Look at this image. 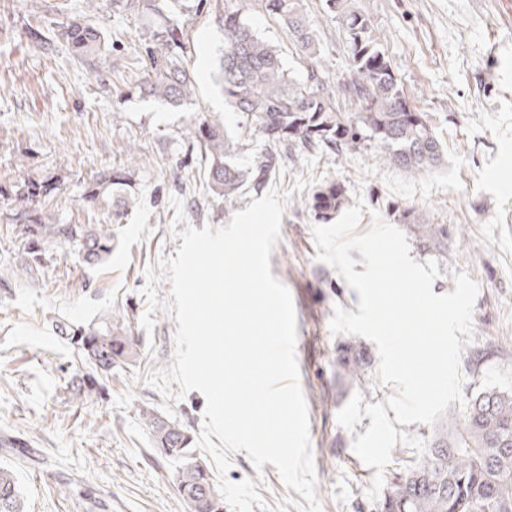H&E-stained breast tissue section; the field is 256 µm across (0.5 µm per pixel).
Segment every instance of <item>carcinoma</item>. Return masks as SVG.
Masks as SVG:
<instances>
[{"label":"carcinoma","instance_id":"1","mask_svg":"<svg viewBox=\"0 0 512 512\" xmlns=\"http://www.w3.org/2000/svg\"><path fill=\"white\" fill-rule=\"evenodd\" d=\"M258 7L282 24L296 54L306 61L299 80L286 69L280 49L262 38L243 18L233 0L216 3L222 10L225 52L219 61L218 82L224 100L250 118L268 142L252 171L236 163L238 142L217 118L199 116L194 123L196 143L204 157L208 185L224 198V208L235 206L245 182L255 192L280 164L278 148L299 153L321 150L331 154L361 150L373 143L374 163L393 166L411 176L426 175L443 164V144L424 112L410 111L400 79L386 56L382 36L353 0H326L347 35L351 75L339 82L320 65V40L303 0H255ZM127 7L151 20L143 39L140 94L179 107L196 95V76L188 66L195 42L166 0H132ZM31 43L48 46L60 41L69 54L90 67L105 55V37L91 19L51 20L47 31L29 33ZM352 111L343 112L338 99ZM15 181L0 180V197L17 200L22 209L16 220L35 257L55 242L72 248L84 263L94 266L115 250L106 224H48L45 203L63 183L58 173L30 171L28 155L14 163ZM129 173L108 170L92 176L83 198L92 207L112 212L119 221L131 205L126 193ZM347 201L345 186L334 180L320 184L302 204L323 223L332 221ZM409 234L423 247L450 256L448 227L421 224L404 210L399 214ZM70 345L95 373L78 377L73 394L83 399L104 390L112 369L133 362L139 341L130 325L109 317L89 326L58 324ZM153 451L162 459L182 461L176 482L187 512H224V500L207 467L190 454L193 438L181 425L145 411ZM23 500L14 470L0 467V512H23ZM380 512H512V393L485 388L472 395L459 412L451 411L437 426L434 437L415 466L392 483L379 505Z\"/></svg>","mask_w":512,"mask_h":512}]
</instances>
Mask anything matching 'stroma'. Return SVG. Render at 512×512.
Instances as JSON below:
<instances>
[{
    "mask_svg": "<svg viewBox=\"0 0 512 512\" xmlns=\"http://www.w3.org/2000/svg\"><path fill=\"white\" fill-rule=\"evenodd\" d=\"M48 0H0V179L14 175V160L29 153L35 173L64 171L58 195L46 207L56 224H108L117 242L112 256L85 265L67 246L47 244L37 268L26 272L27 243L12 216L15 201L0 199V466L14 469L26 512H186L178 491L179 461L154 456L143 411L162 413L164 398L146 381L173 364L175 319L149 310L141 294L146 273L175 256L186 226L215 228L246 209L256 194L243 188L234 209L204 180V163L190 126L192 116L219 117L238 138L236 162L251 169L264 152L263 135L245 114L225 103L214 77L224 50L218 12L198 0H177L196 44L189 66L197 75L192 103L179 108L139 98L141 42L146 20L126 0H69L73 15L97 22L109 51L97 69L79 63L64 45L34 49L31 28H45ZM320 35L321 62L336 78L348 72L345 33L325 0H304ZM383 34V49L409 101L428 113L448 164L412 177L389 166L361 177L356 160L371 153L282 156L267 185L283 194L271 273L290 292L297 318L295 356L308 413L309 436L323 512H379L396 476L423 457L432 426L402 425L379 385L374 343L333 334L334 306L356 311L359 295L331 267L316 261L315 220L293 191L299 177L343 183L348 200L362 198L358 233L375 218L396 223L398 208L431 224L448 225L453 255L410 243L418 263L433 260L435 294L455 289L453 272L479 286L474 339L460 369L463 393L484 387L512 392V0H356ZM245 20L277 46L294 76L306 64L288 32L261 9ZM129 166L134 204L121 223L83 200L84 184L103 170ZM184 202L174 223L171 197ZM153 313L152 330L140 317ZM131 315L140 355L113 370L100 394L77 401L68 388L89 373L55 323L77 325ZM362 366L360 379L344 373V359ZM231 482L257 478L256 490L276 507L302 496L288 489L272 464L255 471L246 452L231 454Z\"/></svg>",
    "mask_w": 512,
    "mask_h": 512,
    "instance_id": "1",
    "label": "stroma"
}]
</instances>
